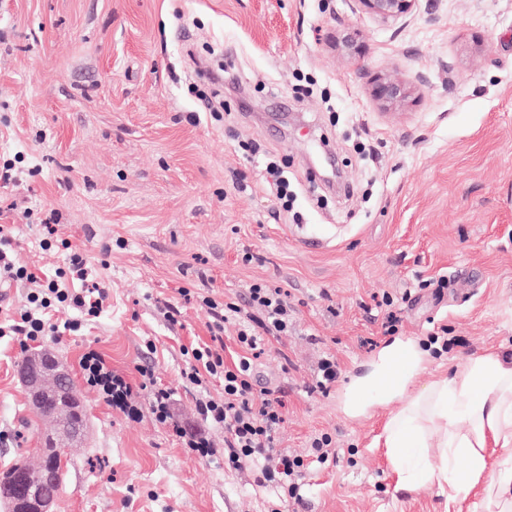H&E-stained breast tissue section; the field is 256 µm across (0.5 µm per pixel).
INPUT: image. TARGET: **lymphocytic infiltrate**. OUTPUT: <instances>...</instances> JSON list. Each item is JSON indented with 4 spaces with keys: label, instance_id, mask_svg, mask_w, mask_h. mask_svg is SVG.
<instances>
[{
    "label": "lymphocytic infiltrate",
    "instance_id": "obj_1",
    "mask_svg": "<svg viewBox=\"0 0 512 512\" xmlns=\"http://www.w3.org/2000/svg\"><path fill=\"white\" fill-rule=\"evenodd\" d=\"M262 187L272 198L276 215L295 224L303 223L304 217L295 206L297 193L285 160L267 156ZM2 277L28 285L29 291L24 310L8 312L0 318V338L35 342L78 331L84 321L100 316L108 295L80 251L69 249L62 266L54 274L41 277L17 262L12 240L0 228ZM77 281L83 282V289H74ZM195 296L209 318L211 336L209 341L182 347L185 366L180 379L185 388L199 393L198 424L177 419L171 391L157 383L149 366H137L138 380L133 383L112 371L100 352L91 350L81 359L88 383L108 385L113 407L130 415L137 414L140 395L148 394L156 419L169 425L184 447L200 456L219 452L213 448L207 431L223 429L224 448L220 452L224 454L225 465L233 469L254 467L260 481L278 483L285 497L299 499L307 458L327 460L335 454L336 443L327 434L314 437L304 457L279 447L277 435L285 423L283 403L273 390L258 388L256 384V360L271 340L287 335L294 327V310L287 289L271 281L255 282L249 285L240 303L219 299L209 288L196 289ZM63 310L78 312V319L55 322V314ZM230 321L237 323L238 331L236 349L228 355L224 352L222 332ZM214 382L223 388L216 397L206 392Z\"/></svg>",
    "mask_w": 512,
    "mask_h": 512
}]
</instances>
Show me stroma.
<instances>
[{
  "instance_id": "stroma-1",
  "label": "stroma",
  "mask_w": 512,
  "mask_h": 512,
  "mask_svg": "<svg viewBox=\"0 0 512 512\" xmlns=\"http://www.w3.org/2000/svg\"><path fill=\"white\" fill-rule=\"evenodd\" d=\"M347 24L368 40L356 61L337 45ZM226 63L249 106L231 100L217 121L189 84L197 66ZM302 72L331 89L337 125L318 99L296 98ZM377 73L409 84L399 111L373 99ZM362 134L378 153L369 169L348 145ZM251 139L286 157L304 187L322 154L332 156L336 180L318 183L324 204L301 197L304 225L270 218L260 164L236 150ZM15 153L0 225L17 260L41 275L62 264L61 250L42 246L52 224L98 267L108 297L78 332L0 339V473L33 456L52 427L32 413L17 367L24 351L43 350L75 380L88 419L54 512H473L476 495L451 501L433 483L398 485L376 444L392 406L364 386L403 343L421 356L416 390L512 344V0H420L397 23L355 0H328L323 11L317 0H0V155ZM307 236L326 248L304 246ZM260 279L288 289L297 319L255 367L288 412L280 445L301 454L312 437L336 442L296 502L254 470L225 468L219 453L188 452L148 396L136 417L112 408L80 366L95 349L134 381L149 363L179 419L195 422L180 349L210 332L178 289L239 301ZM441 279L439 304L430 285ZM409 287L399 330L382 334L376 296ZM167 303L178 305V324L164 319ZM438 327L449 338L439 356L425 346ZM326 353L341 375L323 394L313 386Z\"/></svg>"
}]
</instances>
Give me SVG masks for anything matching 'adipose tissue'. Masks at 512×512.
Returning a JSON list of instances; mask_svg holds the SVG:
<instances>
[{
  "label": "adipose tissue",
  "mask_w": 512,
  "mask_h": 512,
  "mask_svg": "<svg viewBox=\"0 0 512 512\" xmlns=\"http://www.w3.org/2000/svg\"><path fill=\"white\" fill-rule=\"evenodd\" d=\"M390 414L384 446L399 483L436 482L457 494L484 487L486 512H512V359L471 357L409 393ZM502 449L490 459L487 451Z\"/></svg>",
  "instance_id": "obj_1"
}]
</instances>
